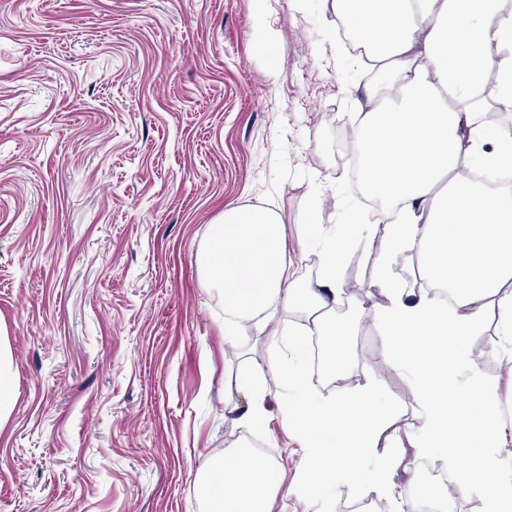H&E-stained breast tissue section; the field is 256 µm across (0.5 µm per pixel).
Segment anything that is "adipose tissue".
I'll list each match as a JSON object with an SVG mask.
<instances>
[{"label":"adipose tissue","instance_id":"adipose-tissue-1","mask_svg":"<svg viewBox=\"0 0 512 512\" xmlns=\"http://www.w3.org/2000/svg\"><path fill=\"white\" fill-rule=\"evenodd\" d=\"M379 63L380 86L358 102L354 155L368 193L384 201V225L358 217L324 230L306 225L303 249L319 259L316 281L294 279L277 209L235 206L211 226L198 263L224 308V339L244 326L265 332L281 310L307 325L270 338L279 354L269 373L232 382L227 413L265 428L268 398L301 452L300 478L315 492L380 500L386 512H423L403 485L419 482L422 459L466 462L462 492L478 491L482 512H512V394L484 381L472 343L493 324L490 349L512 379V187L471 179L476 163L512 169V128L485 121L488 104L512 112V9L507 0H332ZM376 249L367 300L387 363L407 378L410 408L391 403L376 379H356L343 360L351 330L337 324L349 300L345 265ZM416 260L419 287L401 275ZM323 337L331 375L347 388L321 392L303 345ZM247 401L238 411L234 400ZM280 470L241 444L213 456L200 480L210 512H272Z\"/></svg>","mask_w":512,"mask_h":512}]
</instances>
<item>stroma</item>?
Here are the masks:
<instances>
[{
	"label": "stroma",
	"instance_id": "1",
	"mask_svg": "<svg viewBox=\"0 0 512 512\" xmlns=\"http://www.w3.org/2000/svg\"><path fill=\"white\" fill-rule=\"evenodd\" d=\"M370 81L327 0H0V335L17 387L0 512H206L195 477L240 440L280 464L274 512H345L299 482L278 405L257 434L226 420L225 383L268 353L225 344L198 256L228 206H275L296 277L316 279L306 224L366 209L341 148ZM348 343L411 403L371 317Z\"/></svg>",
	"mask_w": 512,
	"mask_h": 512
}]
</instances>
